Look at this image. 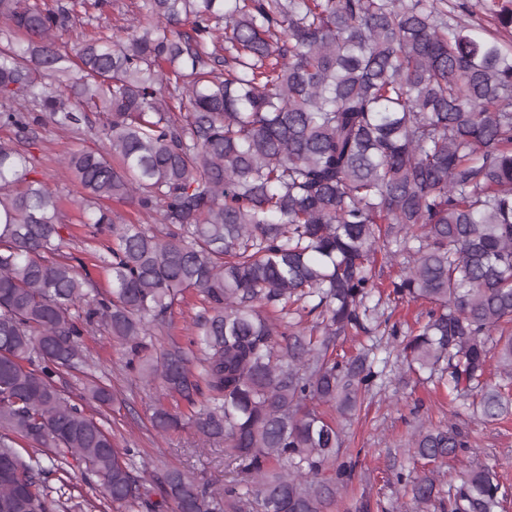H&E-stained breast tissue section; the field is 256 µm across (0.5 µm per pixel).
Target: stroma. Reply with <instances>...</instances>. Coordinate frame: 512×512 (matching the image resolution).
I'll return each instance as SVG.
<instances>
[{
    "label": "stroma",
    "mask_w": 512,
    "mask_h": 512,
    "mask_svg": "<svg viewBox=\"0 0 512 512\" xmlns=\"http://www.w3.org/2000/svg\"><path fill=\"white\" fill-rule=\"evenodd\" d=\"M130 0H108L102 7H77L60 35L69 46H76L101 27L112 28L117 36H125L134 22L129 11ZM102 114L92 112L80 131L61 130L50 124H35L28 139L18 141L21 151L32 153L38 160L37 176L62 197L64 220L70 236L66 251L80 258L100 288H108L110 277L99 260L110 239L92 234L82 224L77 205L82 190L65 173L63 159L74 149L97 151L103 144L96 132ZM201 310L198 293L188 294L185 301L174 306L165 328L148 337L150 347L161 349L178 343L189 347L193 323ZM426 308L417 303L399 304L391 314L397 322L399 335L385 336L379 331L347 338L343 349L372 348L377 376L359 412L347 424L342 460H355L354 478L342 497L332 502L327 512H355L360 500L371 503V512H450L448 498L465 473L475 464L494 467L505 496L498 512H512V420L482 423L472 418L466 401L448 396L434 381L425 376L405 372L398 354L402 348L401 332L424 319ZM87 362L81 369L62 373L56 382L71 399H79L89 382L107 385L115 395L112 404L91 405L88 411L100 418L117 445L132 449L134 461L145 480L167 466L188 470L197 482L210 490L224 487V450L215 446H198L190 432L166 437L156 434L151 426V407L159 396L155 386L140 378L137 371L125 364L123 349L109 336L98 332L83 338ZM455 427L469 442L468 448L455 459L434 465L439 494L428 505L417 504L407 483L399 481L402 473L423 475L420 463L411 457V439L420 426ZM41 487L50 488L51 499H72L80 512H93L96 500V479L85 466L79 465L70 474L46 468Z\"/></svg>",
    "instance_id": "obj_1"
}]
</instances>
